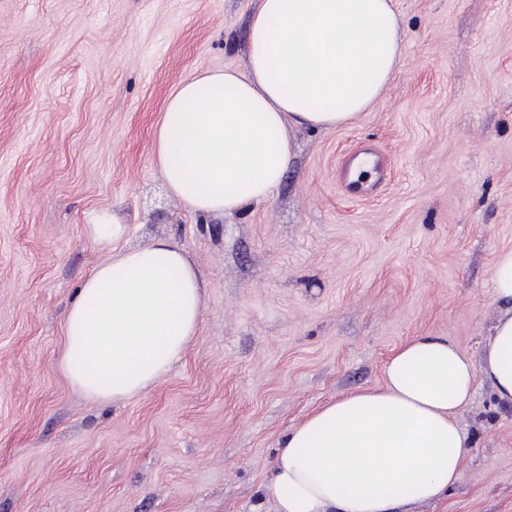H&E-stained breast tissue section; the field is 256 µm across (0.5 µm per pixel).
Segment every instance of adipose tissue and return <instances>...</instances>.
I'll list each match as a JSON object with an SVG mask.
<instances>
[{
	"label": "adipose tissue",
	"mask_w": 512,
	"mask_h": 512,
	"mask_svg": "<svg viewBox=\"0 0 512 512\" xmlns=\"http://www.w3.org/2000/svg\"><path fill=\"white\" fill-rule=\"evenodd\" d=\"M403 38L394 0H259L248 73L207 70L167 100L155 152L168 190L198 214L270 200L293 129L336 128L371 109L402 63ZM492 280L502 312L482 358L445 338L405 341L379 389L319 406L282 439L276 512H413L462 480L474 442L456 412L477 378L512 404V250ZM205 288L175 239L112 252L64 312L71 385L103 404L155 385L197 336Z\"/></svg>",
	"instance_id": "1"
}]
</instances>
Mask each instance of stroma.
I'll use <instances>...</instances> for the list:
<instances>
[{
  "label": "stroma",
  "instance_id": "35a3bbf8",
  "mask_svg": "<svg viewBox=\"0 0 512 512\" xmlns=\"http://www.w3.org/2000/svg\"><path fill=\"white\" fill-rule=\"evenodd\" d=\"M256 4L0 0V512H275V450L310 412L382 386L411 337L483 352L512 249V0H396L380 100L297 129L269 201L197 214L154 133L183 80L246 71ZM368 145L385 172L340 174ZM102 211L127 227L116 247L173 238L207 285L185 357L115 405L61 369ZM457 420L464 479L414 512H512V407L481 381Z\"/></svg>",
  "mask_w": 512,
  "mask_h": 512
}]
</instances>
